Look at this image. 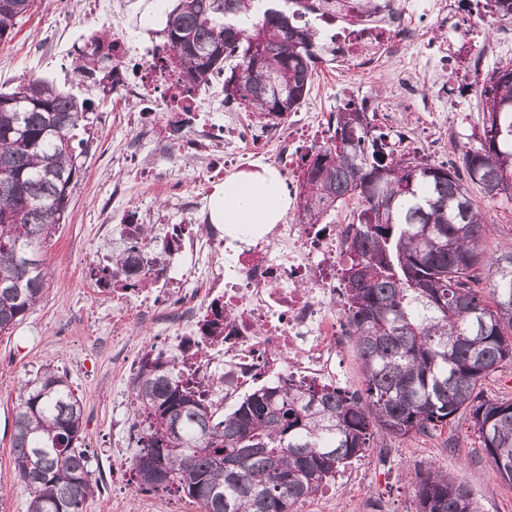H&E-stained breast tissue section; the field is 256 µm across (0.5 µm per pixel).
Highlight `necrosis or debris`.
Returning a JSON list of instances; mask_svg holds the SVG:
<instances>
[{"mask_svg": "<svg viewBox=\"0 0 512 512\" xmlns=\"http://www.w3.org/2000/svg\"><path fill=\"white\" fill-rule=\"evenodd\" d=\"M465 1L486 14L484 0H376L369 15L351 11L348 0H341L335 19L328 22L336 61L347 69L373 75L385 59L404 56L390 101L372 99L368 105L375 112L397 113L394 146L422 158L432 151L423 131L442 119L462 123L467 106L461 88L477 89L479 75L498 56L512 54V19L504 17L495 41L450 38L438 53L408 56V49L422 41L426 25L457 30ZM133 2L86 0L82 24L59 34L37 60L38 66H55L61 80H75L76 94L93 95L99 85L95 75L78 70L79 52L97 37V21H107L119 32L111 92L135 103L126 123L140 133L138 142L119 146L116 159L128 160L140 146L155 142L204 172L203 180L175 196L179 223L158 225L156 234L141 242V260L159 249L169 258L163 271L153 272L152 288L112 284V302L102 307L101 319L112 329L113 358L131 374L146 357L176 358L178 368L202 380L212 398L284 376L342 385L341 358L349 336L339 271L349 225L272 224L262 236L242 242L228 239L222 225L209 223L207 210L225 169L246 161L259 160L298 177L302 157L326 140L329 116L294 112L287 123L258 125L252 116L225 111L223 82L214 79L184 92L177 73L164 65L169 47L154 40L139 78H127L123 63L136 51L125 35L134 25ZM423 71L442 77L427 98L416 86ZM216 302L224 308L219 342L202 330ZM132 325L148 326L150 341L128 336Z\"/></svg>", "mask_w": 512, "mask_h": 512, "instance_id": "obj_1", "label": "necrosis or debris"}]
</instances>
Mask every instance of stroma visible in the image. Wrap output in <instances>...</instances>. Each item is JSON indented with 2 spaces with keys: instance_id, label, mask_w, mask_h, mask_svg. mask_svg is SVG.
I'll return each instance as SVG.
<instances>
[{
  "instance_id": "35a3bbf8",
  "label": "stroma",
  "mask_w": 512,
  "mask_h": 512,
  "mask_svg": "<svg viewBox=\"0 0 512 512\" xmlns=\"http://www.w3.org/2000/svg\"><path fill=\"white\" fill-rule=\"evenodd\" d=\"M81 15L79 0H37L14 33L0 42V91L11 90L32 76L49 77V70L34 67V58L46 50L60 21L73 23ZM398 68V60L393 59L374 78L354 74L340 87L336 84L335 63H324L301 109L333 112L350 95L390 94L391 76ZM129 109V104L112 98H94L95 133L79 158L82 169L70 193L68 218L56 225L44 247V296L23 321L0 335V486L6 491L0 500V512L27 510L28 490L16 480L11 465L12 415L21 384L49 363L67 375L84 406L81 444L92 458L93 477L98 482V491L87 500L84 512H200L198 504L178 494L142 493L133 488L117 493L118 482L112 477L113 427L123 428L130 449L136 446V432L125 404L129 385L120 381L106 354L109 328L92 319L93 312L107 304L109 297L94 287L89 268L100 253L113 248L111 241L99 240L96 226L101 222L112 182L122 177L123 168L118 164L102 165L101 160L111 156L118 143L133 138L124 120ZM483 122L482 104L476 101L468 124L452 128L440 124L436 134L444 149L435 155V162L457 160L461 150L473 143L469 126L479 127ZM138 161L156 168L153 176L139 182L126 200L127 207L139 208L144 215L167 213L173 194L200 173L194 163L176 160L171 151L149 146L141 149ZM469 195L476 206L484 208L493 226L483 241V250L486 257H495L512 241V205L486 204L475 186L470 187ZM77 343L85 350L78 365L70 358L71 348ZM363 458L369 461L370 469L362 512H417V477L432 468L461 483L477 501L480 512H512V483L496 475L465 418H456L441 432L404 440L375 432Z\"/></svg>"
}]
</instances>
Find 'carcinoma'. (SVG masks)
<instances>
[{
    "label": "carcinoma",
    "mask_w": 512,
    "mask_h": 512,
    "mask_svg": "<svg viewBox=\"0 0 512 512\" xmlns=\"http://www.w3.org/2000/svg\"><path fill=\"white\" fill-rule=\"evenodd\" d=\"M35 0H0V40ZM176 0L163 29L170 64L185 87L224 76V103L259 120L288 118L308 94L316 65L333 50L303 13H336V0ZM249 17L247 24L239 17ZM114 50L97 39L84 68ZM484 122L476 145L448 164L395 154L365 105L349 98L333 134L302 158L296 222L320 224L355 202L344 242L343 304L364 375L363 393L267 382L217 415L173 359L145 361L131 383L140 492L174 491L202 512H295L336 483L376 428L395 439L432 434L457 415L470 419L499 477L512 483V402L483 396L481 381L512 361V245L486 259L490 233L469 186L492 204L512 202V66L481 87ZM92 127L86 106L42 79L0 92V334L41 300L43 247L66 219L81 173L77 132ZM112 253L94 267L98 286L135 274ZM487 270L486 288L478 289ZM83 407L67 378L46 364L14 408L15 477L29 489L27 512H83L97 483L79 447ZM418 512H479L438 470L419 480Z\"/></svg>",
    "instance_id": "obj_1"
}]
</instances>
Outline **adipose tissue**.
Segmentation results:
<instances>
[{"instance_id": "adipose-tissue-1", "label": "adipose tissue", "mask_w": 512, "mask_h": 512, "mask_svg": "<svg viewBox=\"0 0 512 512\" xmlns=\"http://www.w3.org/2000/svg\"><path fill=\"white\" fill-rule=\"evenodd\" d=\"M293 203L284 176L262 166L241 169L225 177L209 201L210 221L224 227L232 239L261 235L279 223Z\"/></svg>"}]
</instances>
